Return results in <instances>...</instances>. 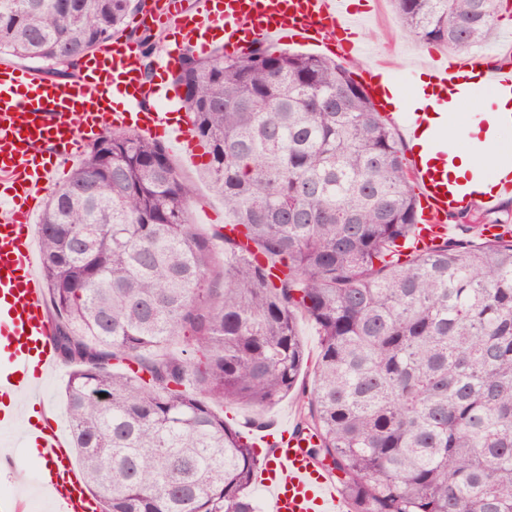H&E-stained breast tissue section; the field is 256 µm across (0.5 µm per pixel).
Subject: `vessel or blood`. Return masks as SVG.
I'll list each match as a JSON object with an SVG mask.
<instances>
[{"label":"vessel or blood","instance_id":"1","mask_svg":"<svg viewBox=\"0 0 512 512\" xmlns=\"http://www.w3.org/2000/svg\"><path fill=\"white\" fill-rule=\"evenodd\" d=\"M363 22L349 0H195L191 10L182 0H163L135 19L143 29L174 30L181 45L204 53L220 36L232 55L275 41L332 47L344 58L363 52V44L351 39ZM139 56L137 42L116 37L87 56L71 80L0 64V197L8 202L0 212V469L13 468L18 441L34 443L51 472L42 489L52 512H92V502L75 478L59 422L50 418L39 427L22 423L28 408L43 404L46 385L61 371L39 274L33 215L64 161L107 132L169 134L176 142H187L189 115L163 108L169 93L146 78ZM478 67L484 81L465 83L466 73ZM430 69L457 105L471 103L493 87H512L511 50L437 54ZM116 93L124 96L123 107L114 106ZM438 118L432 125L424 112L393 116L404 139L418 138L421 127L429 129L428 153H405L421 210L414 237L418 246L447 237L448 214L476 206L493 209L500 198L512 197V170L495 172L490 193L480 199L465 187H449L453 155L436 146L449 115L442 112ZM18 425L23 432L16 441L11 432ZM259 440L274 444L263 483L268 512H348L335 483L320 472L291 429L263 432Z\"/></svg>","mask_w":512,"mask_h":512}]
</instances>
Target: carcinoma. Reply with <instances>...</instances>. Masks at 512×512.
Here are the masks:
<instances>
[{
    "label": "carcinoma",
    "instance_id": "carcinoma-1",
    "mask_svg": "<svg viewBox=\"0 0 512 512\" xmlns=\"http://www.w3.org/2000/svg\"><path fill=\"white\" fill-rule=\"evenodd\" d=\"M400 32L465 50L500 0H392ZM137 0H0V54L76 65ZM175 82L224 223L161 142L87 144L38 227L69 436L102 512H258L263 460L217 408L291 392L296 433L351 512H512V239L400 250L404 149L341 63L186 51ZM321 336L314 384L298 316ZM187 348L175 352L171 342Z\"/></svg>",
    "mask_w": 512,
    "mask_h": 512
}]
</instances>
